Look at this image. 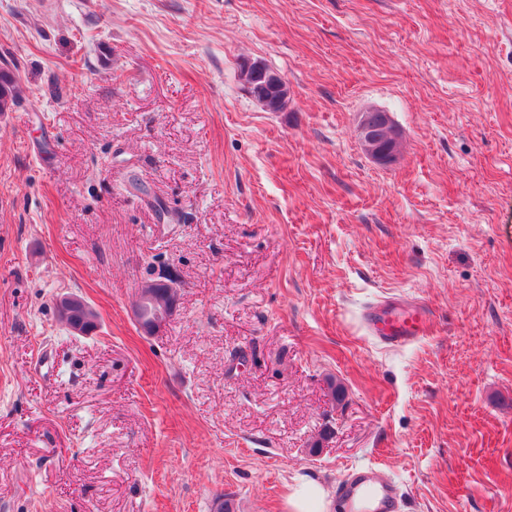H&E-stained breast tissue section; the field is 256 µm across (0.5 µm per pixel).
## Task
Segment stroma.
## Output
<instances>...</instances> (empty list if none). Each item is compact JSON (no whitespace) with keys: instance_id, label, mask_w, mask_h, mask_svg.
I'll use <instances>...</instances> for the list:
<instances>
[{"instance_id":"1","label":"stroma","mask_w":512,"mask_h":512,"mask_svg":"<svg viewBox=\"0 0 512 512\" xmlns=\"http://www.w3.org/2000/svg\"><path fill=\"white\" fill-rule=\"evenodd\" d=\"M1 67L0 512H286L301 479L336 512L362 465L405 512H512V0H0ZM386 298L431 334L378 343ZM17 86L10 70L0 69V114L9 112L17 96ZM359 138L366 154L379 164H389L396 158L400 134L388 112L373 109L361 114ZM178 291L175 283L167 278L144 282L138 288L132 315L147 334L161 330L175 312ZM59 322L73 333L87 335L98 326V315L82 298L68 295L56 299Z\"/></svg>"}]
</instances>
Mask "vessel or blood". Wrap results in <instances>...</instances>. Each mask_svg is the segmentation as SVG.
<instances>
[{
    "label": "vessel or blood",
    "mask_w": 512,
    "mask_h": 512,
    "mask_svg": "<svg viewBox=\"0 0 512 512\" xmlns=\"http://www.w3.org/2000/svg\"><path fill=\"white\" fill-rule=\"evenodd\" d=\"M365 325L388 347H399L427 336L432 318L420 304L381 303L369 308ZM340 512H400L402 494L397 484L378 468L360 466L346 473L336 490Z\"/></svg>",
    "instance_id": "1"
}]
</instances>
